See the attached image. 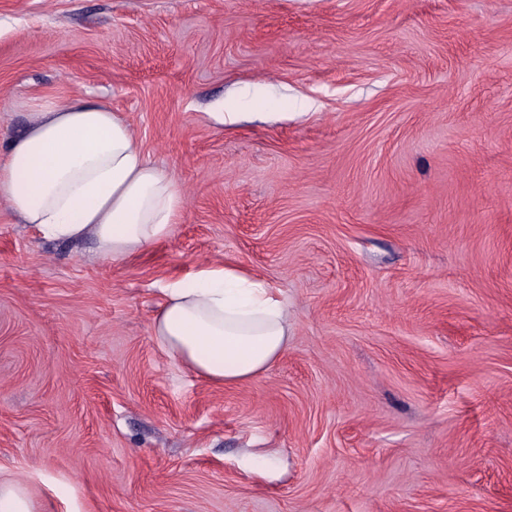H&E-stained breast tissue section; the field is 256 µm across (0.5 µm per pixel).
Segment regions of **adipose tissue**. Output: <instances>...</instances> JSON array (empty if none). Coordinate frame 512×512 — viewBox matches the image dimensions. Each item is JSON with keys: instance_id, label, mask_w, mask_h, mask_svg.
Masks as SVG:
<instances>
[{"instance_id": "obj_1", "label": "adipose tissue", "mask_w": 512, "mask_h": 512, "mask_svg": "<svg viewBox=\"0 0 512 512\" xmlns=\"http://www.w3.org/2000/svg\"><path fill=\"white\" fill-rule=\"evenodd\" d=\"M0 200L43 239L92 241L115 265L165 239L184 207L177 183L147 159L127 119L81 97L42 106L0 145ZM163 293L159 346L212 383L254 379L287 346L278 289L237 266L201 263Z\"/></svg>"}]
</instances>
